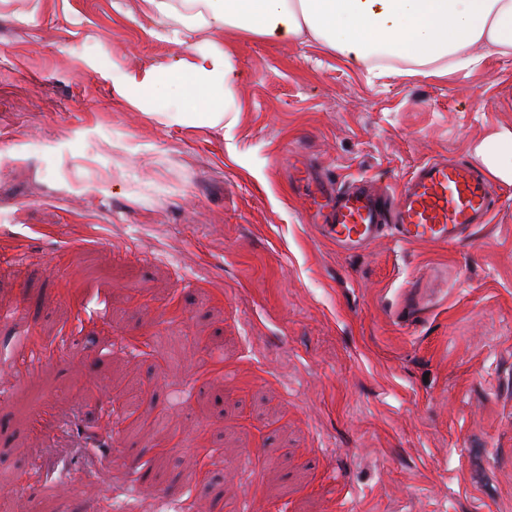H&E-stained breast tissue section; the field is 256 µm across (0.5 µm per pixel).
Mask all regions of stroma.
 Wrapping results in <instances>:
<instances>
[{
    "instance_id": "obj_1",
    "label": "stroma",
    "mask_w": 512,
    "mask_h": 512,
    "mask_svg": "<svg viewBox=\"0 0 512 512\" xmlns=\"http://www.w3.org/2000/svg\"><path fill=\"white\" fill-rule=\"evenodd\" d=\"M209 43L241 72L232 130L179 97L116 94ZM501 131L512 54L376 77L145 0H0V313L37 304L0 324V372L20 374L0 383V512L102 502L98 483L65 492L33 471L80 454L31 434L44 398L64 417L112 401V499L129 512H161L168 487L183 512H512V183L491 179L497 208L469 245L344 253L306 224L288 158L391 188ZM442 268L447 302L398 323L405 289ZM37 343L67 356L28 366Z\"/></svg>"
}]
</instances>
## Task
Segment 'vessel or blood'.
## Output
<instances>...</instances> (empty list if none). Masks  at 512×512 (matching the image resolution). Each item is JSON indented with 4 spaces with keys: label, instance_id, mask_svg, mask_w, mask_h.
Segmentation results:
<instances>
[{
    "label": "vessel or blood",
    "instance_id": "b4317fda",
    "mask_svg": "<svg viewBox=\"0 0 512 512\" xmlns=\"http://www.w3.org/2000/svg\"><path fill=\"white\" fill-rule=\"evenodd\" d=\"M293 168L300 175L313 223L347 251L365 250L383 236L404 245L461 246L471 241L475 228L489 220L496 206L479 169L464 159L424 162L392 194L366 178L336 187L314 176L298 159ZM34 426L51 433L80 431L85 447L96 453L116 445L111 421L99 417L65 419L48 401L35 411ZM106 479L104 470L84 466L62 472L54 484L72 487Z\"/></svg>",
    "mask_w": 512,
    "mask_h": 512
}]
</instances>
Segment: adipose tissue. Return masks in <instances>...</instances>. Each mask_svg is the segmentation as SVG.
I'll list each match as a JSON object with an SVG mask.
<instances>
[{"label": "adipose tissue", "mask_w": 512, "mask_h": 512, "mask_svg": "<svg viewBox=\"0 0 512 512\" xmlns=\"http://www.w3.org/2000/svg\"><path fill=\"white\" fill-rule=\"evenodd\" d=\"M190 19L273 43L309 39L353 64L402 59L430 74L445 61L478 69L488 56L512 53V0H182ZM238 71L221 45L195 48L141 72L125 75L117 93L149 101L164 94L190 98L212 127L236 123ZM481 163L512 183V132L478 147Z\"/></svg>", "instance_id": "adipose-tissue-1"}]
</instances>
